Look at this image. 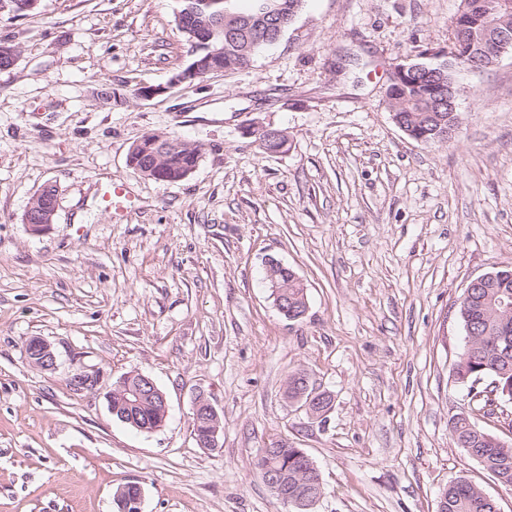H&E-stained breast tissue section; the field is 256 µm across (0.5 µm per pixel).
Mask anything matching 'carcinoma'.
I'll return each mask as SVG.
<instances>
[{"mask_svg":"<svg viewBox=\"0 0 512 512\" xmlns=\"http://www.w3.org/2000/svg\"><path fill=\"white\" fill-rule=\"evenodd\" d=\"M182 5L193 4L199 8L201 15L209 17L217 10L228 8L251 18L241 27L242 40L261 41L280 38L291 25L297 12L293 11L296 4H304L305 0H282L288 5L283 14L269 19L252 17L253 9H243L239 0H222L216 6L208 5L210 0H181ZM476 0H460L459 9L448 26V37L453 42L456 52L464 56L473 48L481 46V39L487 29L485 12L475 7ZM188 45L190 57L209 59L207 71L223 69L225 71L244 69L251 65L253 58L243 54L235 42L219 35L210 41L205 50H196L191 31L180 28ZM386 99L390 110L400 117L410 129L409 137L424 143L433 142L432 131L436 127L433 116L441 113L448 115L447 107L443 106L448 99V84H440L437 80L421 73L408 75L407 78L389 82L386 88ZM160 157L161 174L176 182L184 179L197 166L200 159L199 147L175 136L161 138L155 134L146 135L129 150L128 165L140 175L152 178L147 162ZM495 279L479 288H466L465 298L459 303V315L465 329V346L454 366V376L463 383H474L479 376H488L500 383L499 395L512 400V354L508 360L498 361L486 358L484 345L495 338H500L512 347V269L493 271ZM268 284L273 281L288 284V307H300L307 303L306 289L296 272L286 267L280 270L276 278L266 277ZM112 408L116 409L113 417L123 421V415H133L143 424L151 428H161L165 423L164 411L156 397L137 398L126 390L112 389ZM450 431L455 443L465 449L468 455L490 473L500 485L512 489V447L500 442L493 435L475 427L466 416L452 419ZM272 468L288 466V487L295 491H304L308 485L315 484L319 474L305 468V451L301 448L283 446L273 450L264 459H256L255 469L262 464ZM442 512H499L496 499L483 493L470 481L458 478L448 484L443 492Z\"/></svg>","mask_w":512,"mask_h":512,"instance_id":"carcinoma-1","label":"carcinoma"}]
</instances>
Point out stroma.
I'll return each mask as SVG.
<instances>
[{
  "instance_id": "35a3bbf8",
  "label": "stroma",
  "mask_w": 512,
  "mask_h": 512,
  "mask_svg": "<svg viewBox=\"0 0 512 512\" xmlns=\"http://www.w3.org/2000/svg\"><path fill=\"white\" fill-rule=\"evenodd\" d=\"M460 0H306L243 70L172 84L190 58L180 0H39L0 14V512H115L139 483L143 512H287L257 475L262 449L315 462L313 512H439L464 477L512 512L501 487L453 442L452 417L512 445V400L473 399L452 366L471 280L512 268V50L460 70L459 126L423 144L392 120L395 65L448 49ZM151 96H141V89ZM286 130L268 155L249 121ZM198 145L183 180L127 164L142 136ZM59 188L51 228L28 203ZM125 185L113 222L98 190ZM307 289L301 319L276 309L266 258ZM49 342L56 366L26 355ZM79 369L98 373L78 392ZM301 370L332 398L313 419L285 399ZM164 392L165 425L112 417L125 373ZM221 415L197 447L193 406ZM58 208V196L57 200L53 203L46 202L36 207L34 210L28 206L25 214V222L35 232H41L48 229L53 224L54 216Z\"/></svg>"
}]
</instances>
